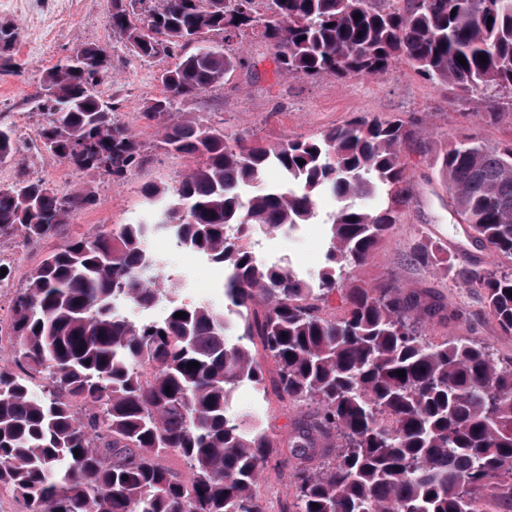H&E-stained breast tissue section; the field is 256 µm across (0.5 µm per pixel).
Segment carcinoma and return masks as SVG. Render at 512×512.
Returning a JSON list of instances; mask_svg holds the SVG:
<instances>
[{
  "mask_svg": "<svg viewBox=\"0 0 512 512\" xmlns=\"http://www.w3.org/2000/svg\"><path fill=\"white\" fill-rule=\"evenodd\" d=\"M109 25L141 59L194 46L162 73L164 93L143 117L167 149L200 163L170 191H142L152 219L90 236L70 232L89 195L61 193L22 164L0 184V241L60 240L12 306L0 490L27 512H263L256 487L273 462L292 474L289 512H480L481 491L512 479V367L474 338L427 339L423 325L445 310L440 301L427 304L392 278L342 276L412 202L402 153L418 125L354 117L269 144L232 139L180 105L245 64L239 45L255 36L276 49L281 70L305 78H380L405 64L484 106V123L512 129V0H112ZM199 34L221 40L204 46ZM16 38L0 25V57ZM108 68L107 50L87 44L45 72L40 141L76 171L121 184L144 158L95 90ZM18 154L14 130L0 125V163ZM436 165L459 223L512 261V139L451 140ZM270 167L284 182L262 187ZM327 190L339 206L324 221L316 281L260 261L250 241L318 223L315 200ZM374 195L381 207L356 204ZM153 233L224 269L223 307L179 298L148 250ZM408 259L446 262L423 245ZM457 277L511 335L512 271L467 266ZM337 292L344 306L330 316L322 304ZM120 302L142 311L163 303L165 312L134 319ZM230 332L238 342H226ZM242 384L262 400L314 405L293 422L287 452L265 418L233 409ZM171 452L187 476L161 463Z\"/></svg>",
  "mask_w": 512,
  "mask_h": 512,
  "instance_id": "1",
  "label": "carcinoma"
}]
</instances>
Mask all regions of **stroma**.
Masks as SVG:
<instances>
[{"label":"stroma","mask_w":512,"mask_h":512,"mask_svg":"<svg viewBox=\"0 0 512 512\" xmlns=\"http://www.w3.org/2000/svg\"><path fill=\"white\" fill-rule=\"evenodd\" d=\"M112 0H0V23L25 30V44L15 45L10 61L0 60V121L17 130L21 163L0 166V182L13 181L18 165L62 192L81 191L94 197L93 206L75 214L72 232L95 233L101 225L131 224L143 216L142 190L148 186H174L178 177L193 166L192 158L168 150L157 127L142 119L144 106L161 96V73L184 56L175 49L145 61L128 51L114 35L108 18ZM85 44L107 49L112 58L109 75L98 78L96 88L111 102L120 119L132 126L142 144L145 160L122 184L105 174H82L41 148L38 132L43 122L33 98L46 69L70 56ZM246 65L238 67L223 84L213 86L186 101L183 112L224 126L232 137L258 138L267 143L283 136L310 137L354 116L389 118L401 116L421 123L425 135L403 153L414 189L406 208L387 241L368 261L352 271L365 281L394 276L407 290H425L443 300L445 318H434L427 326L429 339L471 336L488 344L502 365L512 366V335H505L496 320L482 308L476 295L456 278L471 253L477 252L469 230L457 223L448 207V196L434 165L436 153L449 140L476 135L495 145L512 137L508 126L483 123L474 104L459 100L452 92L419 78L401 67L382 78L353 77L342 81L330 76L306 79L276 70L275 51L257 40H247ZM316 208L320 221L299 226L290 234H268L255 238L257 253L274 262L288 258L299 277L312 281L323 267L324 219L336 209V199L325 193ZM445 244L448 273L410 264L407 254L415 244ZM51 241L29 243L20 239L0 243V258L13 267V286L21 288L29 270L54 249ZM165 271L178 279L193 272L196 287L186 289L191 299H206L214 305L224 302V273L212 265L197 267L196 254L172 245L161 252ZM240 406L268 417L279 436H287L294 419L303 409L278 401H256L249 387H241ZM257 493L264 512H284L294 487L289 470L267 468Z\"/></svg>","instance_id":"35a3bbf8"}]
</instances>
